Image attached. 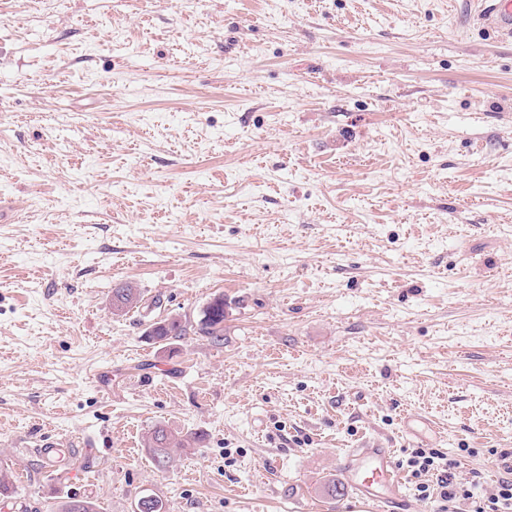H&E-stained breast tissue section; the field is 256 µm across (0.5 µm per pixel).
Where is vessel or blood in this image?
I'll return each mask as SVG.
<instances>
[{"label": "vessel or blood", "instance_id": "obj_1", "mask_svg": "<svg viewBox=\"0 0 512 512\" xmlns=\"http://www.w3.org/2000/svg\"><path fill=\"white\" fill-rule=\"evenodd\" d=\"M481 16L497 33L512 38V0H480ZM45 469L59 470L72 453L66 438L43 440L36 450ZM345 493L367 502L373 512H390L393 502L406 498L403 476L393 451L376 443L345 449L337 463Z\"/></svg>", "mask_w": 512, "mask_h": 512}]
</instances>
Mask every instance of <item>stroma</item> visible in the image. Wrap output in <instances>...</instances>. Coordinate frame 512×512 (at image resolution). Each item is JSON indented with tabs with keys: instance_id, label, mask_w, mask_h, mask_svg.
Wrapping results in <instances>:
<instances>
[{
	"instance_id": "1",
	"label": "stroma",
	"mask_w": 512,
	"mask_h": 512,
	"mask_svg": "<svg viewBox=\"0 0 512 512\" xmlns=\"http://www.w3.org/2000/svg\"><path fill=\"white\" fill-rule=\"evenodd\" d=\"M0 204V512H350L365 440L410 512L414 449L505 479L512 39L469 0H0ZM158 424L201 438L164 472ZM142 300L138 290L128 284L113 288L112 290V307L117 311L123 312L126 310L130 311L133 308H139V304ZM227 303L224 296L214 297L206 306L205 312L199 321V332L204 336H211L221 340L224 334V319L226 318ZM35 448L36 454L41 458L45 469L57 471L65 465L75 448L68 438H54L43 440Z\"/></svg>"
}]
</instances>
